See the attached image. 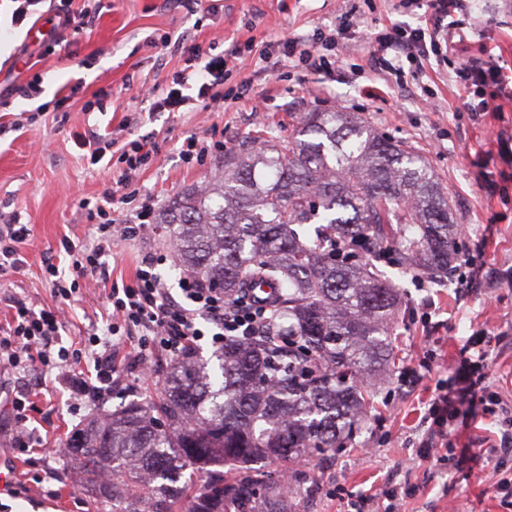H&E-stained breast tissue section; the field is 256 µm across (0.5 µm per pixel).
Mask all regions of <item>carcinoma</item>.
<instances>
[{"label": "carcinoma", "instance_id": "obj_1", "mask_svg": "<svg viewBox=\"0 0 512 512\" xmlns=\"http://www.w3.org/2000/svg\"><path fill=\"white\" fill-rule=\"evenodd\" d=\"M176 265L227 297L271 289L262 338L177 361L163 393L68 437L119 512H288L282 476L359 430L393 359L398 288L376 267L446 274L456 224L430 165L353 112H303L292 140L245 142L158 214ZM222 465L230 472L212 470ZM199 476L175 486L184 472Z\"/></svg>", "mask_w": 512, "mask_h": 512}]
</instances>
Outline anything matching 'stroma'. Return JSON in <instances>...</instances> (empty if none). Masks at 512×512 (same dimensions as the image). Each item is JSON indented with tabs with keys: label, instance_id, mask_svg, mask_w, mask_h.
I'll return each instance as SVG.
<instances>
[{
	"label": "stroma",
	"instance_id": "stroma-1",
	"mask_svg": "<svg viewBox=\"0 0 512 512\" xmlns=\"http://www.w3.org/2000/svg\"><path fill=\"white\" fill-rule=\"evenodd\" d=\"M224 9L209 14L192 0H70V11L97 9L84 28H58L60 0H41L35 13L15 23V0H0V90L38 80L32 99L13 97L0 109V122H18L19 130L0 136V216L18 215L31 228L21 276L0 277V299L14 295L36 306L55 302L41 272L44 256L58 253L62 239L92 245L99 222L82 200L103 201L123 166L125 143L145 139L155 147V161L135 182L130 203H114L112 218L135 222L141 207L159 211L189 189L208 181L225 155L242 142L289 139L299 112L338 110L358 113L379 133L401 141L432 167L448 196L456 223L469 227L461 251L473 256L478 275L469 287L455 278L419 282L397 266L386 269L400 287L395 317L397 361L375 385L371 415L362 431L332 457H308L298 470L308 483L288 496L291 512H347L348 500L383 496L391 483L407 495L400 512H506L494 496L501 473H512V454L502 471L455 456L435 462L418 456L426 432L423 416L436 383L456 394L466 387L462 360L469 337L490 339L489 380L512 396V285L494 273L512 267V104L503 119L489 112L459 108L452 72L459 60L495 54L512 68V0H470L472 31L446 61L426 62L419 80L402 87L376 70L358 72L361 54L345 57L333 72L293 67L286 56L265 67L243 63L214 90H238L249 81L252 105L204 111L194 106L175 112L150 111L141 86L171 87L178 74L196 76L191 49L203 59L218 58L234 44L262 47L282 34H310L334 28L345 0H223ZM182 38L183 46L158 48L161 36ZM374 87L366 98L363 87ZM142 118L130 126V113ZM89 129L116 132L106 164H91L75 137ZM196 137L205 149L200 160L186 161L181 145ZM163 225L155 224L133 239L115 241L109 268L114 278L132 280L145 255L167 251ZM108 291H84L65 319L64 344L78 342L91 327H105ZM429 317H422V310ZM434 356L431 379L414 385L398 382L400 368ZM170 358L154 363L155 376L143 381L126 375L122 385L98 405L74 408L67 391L34 397L27 421H18L9 393L0 394V465H15L14 487L0 489V512H108L93 484L74 482L70 459L50 456L49 447L65 445L75 426L93 415L141 398L163 385ZM28 430L42 443L13 447L17 431ZM53 497H44V490Z\"/></svg>",
	"mask_w": 512,
	"mask_h": 512
}]
</instances>
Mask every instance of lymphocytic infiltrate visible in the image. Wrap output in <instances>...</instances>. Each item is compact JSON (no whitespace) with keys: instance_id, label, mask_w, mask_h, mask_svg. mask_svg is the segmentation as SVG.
I'll return each mask as SVG.
<instances>
[{"instance_id":"obj_1","label":"lymphocytic infiltrate","mask_w":512,"mask_h":512,"mask_svg":"<svg viewBox=\"0 0 512 512\" xmlns=\"http://www.w3.org/2000/svg\"><path fill=\"white\" fill-rule=\"evenodd\" d=\"M422 7L431 18L429 26L394 25L365 37L360 31L359 7L353 4L341 14L333 30L317 33L312 40L294 35L268 43L259 57L268 59L280 46L294 57L296 65L325 71L331 63L315 53L314 43L335 48L342 56L362 39L375 66L400 84L405 79L404 63L440 55L443 43L470 23L462 15L466 0H396L394 5L401 12ZM453 74L465 94L464 110L499 112L504 102L512 101V77L495 58L476 64L461 62ZM95 210L101 222L91 247L68 239L61 242L70 270L60 269L49 257L42 261L41 271L53 287L56 305L38 309L15 296L5 301L12 319L0 332V370L18 374L30 372L38 364L43 367L35 387H21L13 395L17 414H24L33 389H44L51 380L65 386L75 399L93 403L104 400L112 392L119 372L118 351L125 342L133 344L127 366L134 369L148 366L158 353L182 356L205 339L220 349L225 339L260 335L272 319L270 308L263 303L246 297L225 298L187 273L180 275L177 290H170L157 271L167 257L156 254L142 261L132 283L112 285L108 296L112 312L105 329H89L79 347L66 348L61 337L66 307L92 286L94 277L107 276L114 237H131L141 230L137 224L112 223L104 205H96ZM29 236L28 225L20 223L18 217L0 224V276L24 274L22 250ZM487 359L488 352L482 348L467 358L469 391L482 415L493 418L502 431L487 447L472 449L471 454L495 465L501 448L512 442V404L488 384Z\"/></svg>"}]
</instances>
